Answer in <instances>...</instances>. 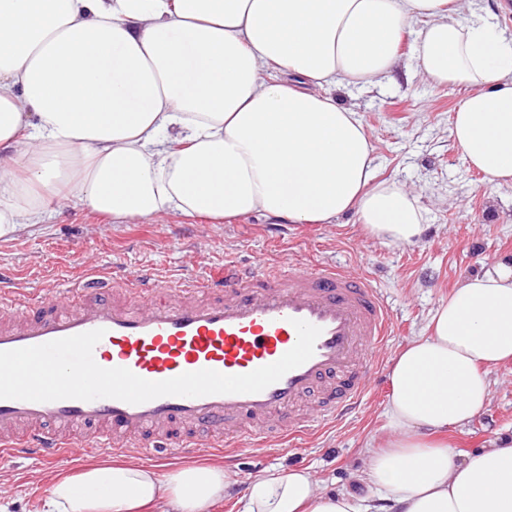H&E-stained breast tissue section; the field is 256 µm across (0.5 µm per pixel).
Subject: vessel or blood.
Returning a JSON list of instances; mask_svg holds the SVG:
<instances>
[{"label":"vessel or blood","instance_id":"obj_1","mask_svg":"<svg viewBox=\"0 0 512 512\" xmlns=\"http://www.w3.org/2000/svg\"><path fill=\"white\" fill-rule=\"evenodd\" d=\"M297 319L321 330L313 356L258 393L142 404L0 399V458L54 464L121 452L165 460L199 448L283 443L360 406L394 329L366 272L319 262L228 261L221 272L179 278L138 268L86 278L34 303L0 281V351L101 329L95 362L149 381L201 369L240 375L274 363L296 344Z\"/></svg>","mask_w":512,"mask_h":512}]
</instances>
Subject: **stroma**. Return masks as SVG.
Returning a JSON list of instances; mask_svg holds the SVG:
<instances>
[{
  "instance_id": "1",
  "label": "stroma",
  "mask_w": 512,
  "mask_h": 512,
  "mask_svg": "<svg viewBox=\"0 0 512 512\" xmlns=\"http://www.w3.org/2000/svg\"><path fill=\"white\" fill-rule=\"evenodd\" d=\"M416 33L404 35L394 76L376 84L337 89L336 100L358 112L373 144L378 179L415 191L425 231L415 245H380L359 231L355 214L333 224H296L252 214L217 223L204 218L166 224H115L79 201H59L46 223L0 238V270L14 272L29 292L66 287L84 270L153 267L189 272L193 259L211 268L265 257L328 262L364 269L386 297L396 330L379 355L372 395L346 419L288 440L285 446L240 449L229 462L238 485L212 512H238L249 478L296 466L330 491L368 494L352 474L367 440L379 439L396 353L425 328L453 285L484 267L512 265V185L490 184L464 158L451 133L463 88L434 86L418 73ZM485 411L449 429L454 448L469 452L502 432L512 433V363L496 369ZM70 463L49 470L33 459L0 462V499L10 512H40L50 480Z\"/></svg>"
}]
</instances>
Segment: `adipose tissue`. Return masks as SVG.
<instances>
[{
	"label": "adipose tissue",
	"instance_id": "ef3b65f1",
	"mask_svg": "<svg viewBox=\"0 0 512 512\" xmlns=\"http://www.w3.org/2000/svg\"><path fill=\"white\" fill-rule=\"evenodd\" d=\"M422 23L429 84L468 93L452 135L489 183H512V33L482 0H0V237L74 197L112 221L254 213L412 244L415 195L374 179V148L336 89L388 78ZM512 360V266L456 284L390 371L384 443L331 492L308 470L252 476L242 512H512V434L457 455ZM237 474L94 462L54 478L41 512H210Z\"/></svg>",
	"mask_w": 512,
	"mask_h": 512
}]
</instances>
